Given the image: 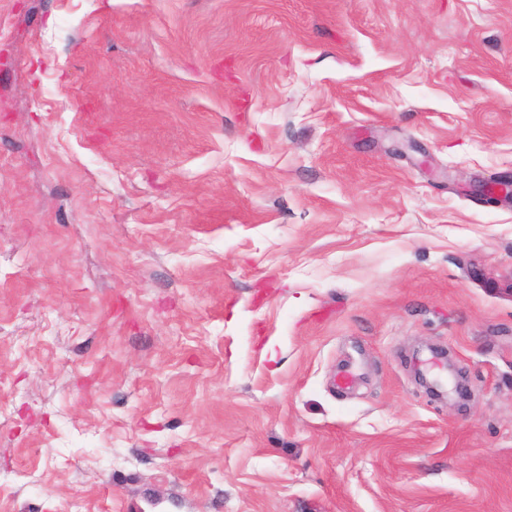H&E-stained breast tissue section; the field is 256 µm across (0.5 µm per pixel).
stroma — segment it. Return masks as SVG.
<instances>
[{
    "instance_id": "stroma-1",
    "label": "stroma",
    "mask_w": 512,
    "mask_h": 512,
    "mask_svg": "<svg viewBox=\"0 0 512 512\" xmlns=\"http://www.w3.org/2000/svg\"><path fill=\"white\" fill-rule=\"evenodd\" d=\"M511 172L512 0H0V512H512Z\"/></svg>"
}]
</instances>
